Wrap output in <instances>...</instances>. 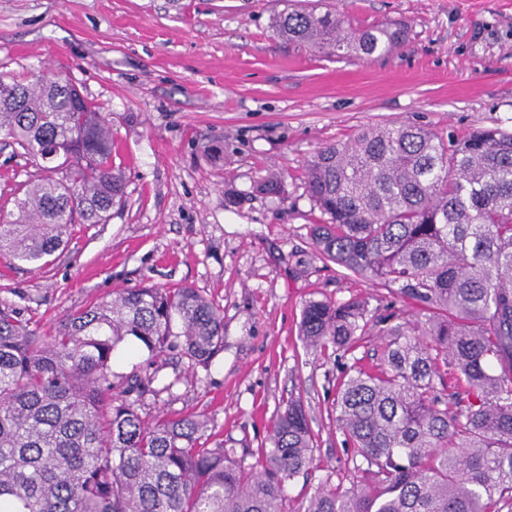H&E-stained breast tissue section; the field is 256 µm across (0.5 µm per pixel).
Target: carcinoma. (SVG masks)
Returning a JSON list of instances; mask_svg holds the SVG:
<instances>
[{
  "mask_svg": "<svg viewBox=\"0 0 512 512\" xmlns=\"http://www.w3.org/2000/svg\"><path fill=\"white\" fill-rule=\"evenodd\" d=\"M278 36L345 58L386 55L404 26L357 28L327 9L285 7ZM0 133L36 168L0 220V250L42 269L70 225L104 224L125 202L108 116L61 76L0 75ZM255 191L278 195L282 177ZM306 190L328 216L317 255L388 288L417 311L378 318L367 302L312 300L300 336L348 352L378 328L380 363L344 372L336 429L353 469L327 477L304 512H502L512 507V134L461 140L413 124L368 126L321 147ZM224 311L199 290L142 285L71 312L47 336L0 300V512H292L287 482L310 469L301 399L280 411L259 467L205 447L204 412L149 422L122 395L125 351L208 367Z\"/></svg>",
  "mask_w": 512,
  "mask_h": 512,
  "instance_id": "carcinoma-1",
  "label": "carcinoma"
}]
</instances>
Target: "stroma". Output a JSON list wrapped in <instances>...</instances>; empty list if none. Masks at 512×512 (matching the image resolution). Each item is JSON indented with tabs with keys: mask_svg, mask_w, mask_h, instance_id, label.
Listing matches in <instances>:
<instances>
[{
	"mask_svg": "<svg viewBox=\"0 0 512 512\" xmlns=\"http://www.w3.org/2000/svg\"><path fill=\"white\" fill-rule=\"evenodd\" d=\"M355 27L401 21L409 39L368 60L285 43L271 19L281 0H0V73L69 78L112 123V164L126 202L108 223L71 226L42 270L0 256V300L47 335L69 313L141 285L198 289L224 310V348L208 368L126 352L114 389L156 373L146 419L202 411L217 440L267 446L273 420L301 398L315 453L288 482L291 512L344 468L332 402L352 363H377V339L347 353L307 349L312 300L364 298L376 315L416 317L388 288L319 259L326 218L305 187L308 160L363 127L414 123L462 139L512 133V0H328ZM34 168L0 137V209ZM281 173L278 196L254 191Z\"/></svg>",
	"mask_w": 512,
	"mask_h": 512,
	"instance_id": "1",
	"label": "stroma"
}]
</instances>
